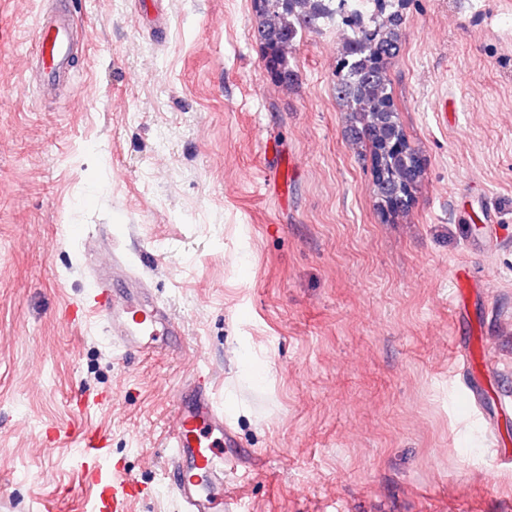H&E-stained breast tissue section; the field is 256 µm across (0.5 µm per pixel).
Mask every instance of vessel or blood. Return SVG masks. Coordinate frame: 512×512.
<instances>
[{"label": "vessel or blood", "instance_id": "vessel-or-blood-1", "mask_svg": "<svg viewBox=\"0 0 512 512\" xmlns=\"http://www.w3.org/2000/svg\"><path fill=\"white\" fill-rule=\"evenodd\" d=\"M72 28L69 8L37 25L34 42L42 85L70 79L76 54ZM88 299L122 348L155 350L181 334L167 310L153 302L143 280L128 275L124 259L114 258L111 273L95 275ZM175 405L166 432V474L181 512H245L241 498L227 490L239 453L236 436L224 420L223 404L212 390L189 385L176 395ZM80 451L85 478L99 489L96 512H127L137 484L105 468L110 454L105 439L87 431Z\"/></svg>", "mask_w": 512, "mask_h": 512}]
</instances>
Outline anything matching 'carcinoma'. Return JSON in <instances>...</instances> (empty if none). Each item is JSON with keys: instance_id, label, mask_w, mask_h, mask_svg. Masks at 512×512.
<instances>
[{"instance_id": "carcinoma-1", "label": "carcinoma", "mask_w": 512, "mask_h": 512, "mask_svg": "<svg viewBox=\"0 0 512 512\" xmlns=\"http://www.w3.org/2000/svg\"><path fill=\"white\" fill-rule=\"evenodd\" d=\"M328 15L324 0H267L266 6L256 9L257 39L267 72L281 82H290L288 53L298 31L315 27ZM349 22L354 29L343 44L334 90L345 111L361 121L364 135L374 146L380 166L374 192L388 204L397 197L398 189L421 177L411 148L402 154L390 149L403 134L390 102L382 60L399 52L400 17L376 14L365 25L361 14L354 12Z\"/></svg>"}]
</instances>
